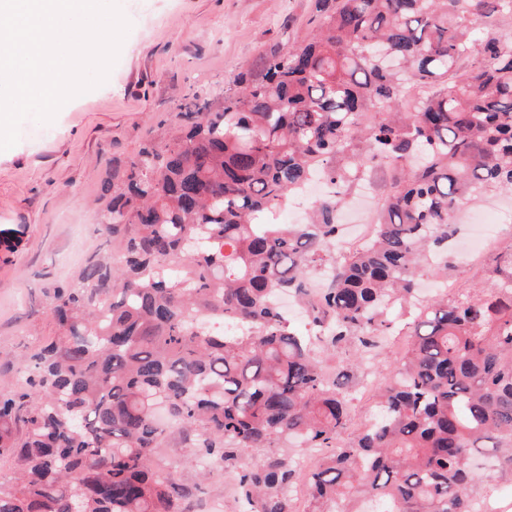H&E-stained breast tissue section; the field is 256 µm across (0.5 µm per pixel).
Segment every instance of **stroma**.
Segmentation results:
<instances>
[{"label": "stroma", "instance_id": "35a3bbf8", "mask_svg": "<svg viewBox=\"0 0 512 512\" xmlns=\"http://www.w3.org/2000/svg\"><path fill=\"white\" fill-rule=\"evenodd\" d=\"M131 29L101 86L68 101L52 122L28 119L0 151V379L56 328L50 285L74 280L110 244L92 231L113 166L172 129V115L208 100L221 108L234 76L270 45L304 34L314 0H119ZM496 237L455 287L470 288L512 254V199L491 195Z\"/></svg>", "mask_w": 512, "mask_h": 512}]
</instances>
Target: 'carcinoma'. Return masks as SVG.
Listing matches in <instances>:
<instances>
[{
	"mask_svg": "<svg viewBox=\"0 0 512 512\" xmlns=\"http://www.w3.org/2000/svg\"><path fill=\"white\" fill-rule=\"evenodd\" d=\"M316 24L239 73L213 111L174 115L103 183L95 254L46 291L56 335L0 382V512H184L209 475L235 474L245 512H291L293 454L310 512H497L512 482V256L473 292L448 280L456 204L512 189V0H315ZM394 177L370 244H338V211L377 166ZM317 177L336 193L308 223L270 220ZM334 277L310 296L324 267ZM305 304L299 332L276 298ZM413 310V340L373 424L338 446L364 355ZM358 358L330 371L328 354ZM189 442L165 452L169 428ZM253 448H283L241 466Z\"/></svg>",
	"mask_w": 512,
	"mask_h": 512,
	"instance_id": "cac0c4a2",
	"label": "carcinoma"
}]
</instances>
